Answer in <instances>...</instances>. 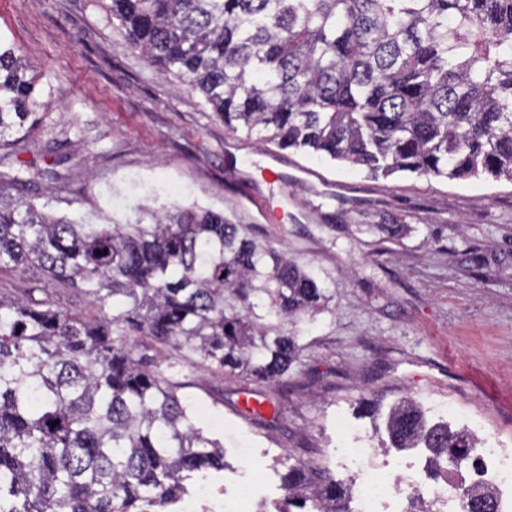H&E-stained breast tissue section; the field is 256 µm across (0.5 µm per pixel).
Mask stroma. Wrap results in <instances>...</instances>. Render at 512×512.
<instances>
[{"instance_id": "obj_1", "label": "stroma", "mask_w": 512, "mask_h": 512, "mask_svg": "<svg viewBox=\"0 0 512 512\" xmlns=\"http://www.w3.org/2000/svg\"><path fill=\"white\" fill-rule=\"evenodd\" d=\"M0 37L26 51L40 104L39 123L0 160V174L45 173L17 195L88 224L131 222L140 206L173 199L195 203L288 249L333 292L330 313L301 322L303 372L261 421L241 413L236 380L198 361L179 374L231 464L213 475L215 491L238 484L245 443L266 473L260 502L283 495V455L333 467L337 415L374 431L356 407L363 396L384 412L407 398L453 404L512 447V400L486 390L512 386L511 182L372 178L291 150L288 182L273 187L265 152L247 139L228 161L223 120L199 92L148 65L103 0H0ZM241 170L268 194L269 215L231 192ZM323 187L332 196L313 205L312 190ZM376 224L403 231L383 243Z\"/></svg>"}]
</instances>
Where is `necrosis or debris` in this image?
<instances>
[{
    "instance_id": "4bbe7bcc",
    "label": "necrosis or debris",
    "mask_w": 512,
    "mask_h": 512,
    "mask_svg": "<svg viewBox=\"0 0 512 512\" xmlns=\"http://www.w3.org/2000/svg\"><path fill=\"white\" fill-rule=\"evenodd\" d=\"M466 425L480 439L475 450L476 472H448L431 481L421 464L420 449L399 451L377 461L369 436L344 417H337L336 467L339 474L355 481L354 512H407L405 502L411 498L432 502L435 512H462L464 489L472 484L491 487L498 498V512H512V448L504 446L483 419L467 417ZM257 484L254 477L241 482L224 502L215 499L208 481H201L185 512H250Z\"/></svg>"
}]
</instances>
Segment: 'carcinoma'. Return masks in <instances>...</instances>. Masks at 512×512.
Returning a JSON list of instances; mask_svg holds the SVG:
<instances>
[{"mask_svg": "<svg viewBox=\"0 0 512 512\" xmlns=\"http://www.w3.org/2000/svg\"><path fill=\"white\" fill-rule=\"evenodd\" d=\"M130 45L199 91L231 134L361 166L512 182V0H107ZM23 49L0 38V149L39 121ZM0 181V273L42 272L89 313L0 294V512H171L229 468L174 376L187 349L249 386L302 362L330 289L195 203L134 223L56 216ZM392 445L439 469L469 438L403 401ZM285 468L275 512H348L350 480Z\"/></svg>", "mask_w": 512, "mask_h": 512, "instance_id": "1", "label": "carcinoma"}]
</instances>
